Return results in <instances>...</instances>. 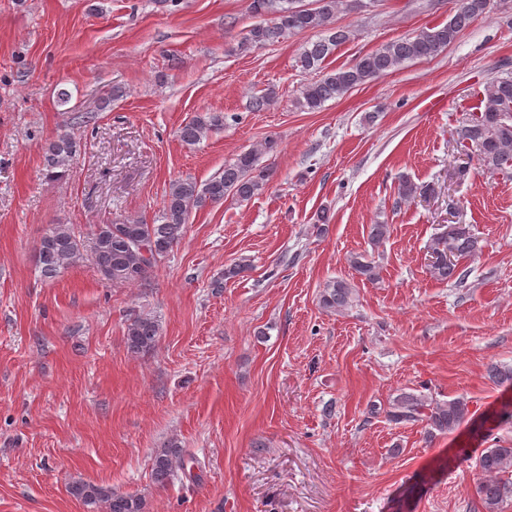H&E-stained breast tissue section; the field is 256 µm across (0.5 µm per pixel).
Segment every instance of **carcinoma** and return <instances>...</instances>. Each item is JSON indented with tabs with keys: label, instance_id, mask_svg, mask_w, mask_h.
<instances>
[{
	"label": "carcinoma",
	"instance_id": "obj_1",
	"mask_svg": "<svg viewBox=\"0 0 512 512\" xmlns=\"http://www.w3.org/2000/svg\"><path fill=\"white\" fill-rule=\"evenodd\" d=\"M345 0H314V6L303 0H252L251 10L258 21L238 42L237 50L247 52L274 44L288 36L307 32L318 38L307 41L300 49L296 65L315 74L300 87L297 104L304 110L316 111L325 102L344 96L368 80L393 73L406 63L436 55L452 44L457 36L489 8L490 0H458V7L448 22L419 30L410 37L391 40L360 57L347 68L328 70L325 60L338 46L350 40L352 33L336 25V14ZM221 112H203L186 122L179 132L181 140L196 144L224 126ZM457 141L475 147L481 167L507 178L512 177V77H498L484 88L476 112L457 131ZM277 141L269 138L257 147L241 152L236 160L224 166L207 182L191 178L171 183L162 208L152 222L132 219L122 224H97L88 241H83L69 224H52L41 237L36 266L47 279L80 260L91 262L103 280L116 287L136 285L150 275L180 241L192 211L224 201L231 196L247 201L264 190L270 168L260 163L261 156L271 154ZM76 153V142L67 132L59 133L44 149L43 176L55 181L69 171ZM398 196L405 202L425 197L434 188L417 184L408 177L399 181ZM454 250L456 258L472 257L480 251L479 237L470 228L442 234L433 250L442 258L432 265L430 275L441 281L462 282L457 263H448L446 252ZM349 265L361 281L377 283L381 279L379 265L365 253L350 255ZM357 301V285L352 279H336L325 284L320 295L322 307L330 312L351 308ZM128 350L133 354L155 348L159 324L151 317H137L125 330ZM488 377L499 386L512 387V367L491 363ZM469 416L468 401L457 397L447 402H433L427 397L402 392L393 401L388 418L395 424L424 421L428 433L447 434L457 429ZM481 474L477 494L484 512H504L512 504V446L501 444L483 450L477 460ZM184 469V450L177 442L156 451L152 478L164 486ZM70 493L81 500L90 512H145V500L136 494L119 493L93 482H75Z\"/></svg>",
	"mask_w": 512,
	"mask_h": 512
}]
</instances>
